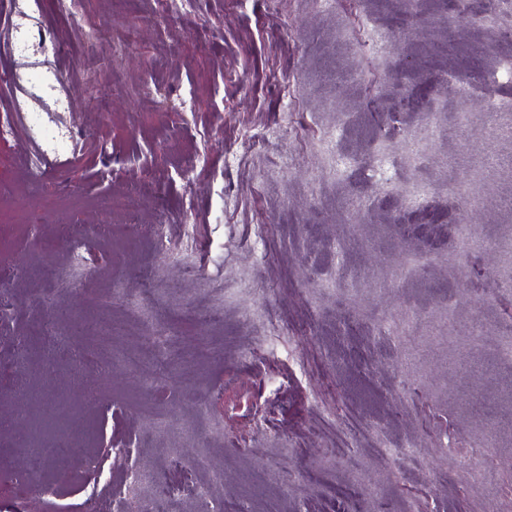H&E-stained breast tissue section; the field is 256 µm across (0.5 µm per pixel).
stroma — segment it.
Here are the masks:
<instances>
[{"instance_id": "1", "label": "stroma", "mask_w": 512, "mask_h": 512, "mask_svg": "<svg viewBox=\"0 0 512 512\" xmlns=\"http://www.w3.org/2000/svg\"><path fill=\"white\" fill-rule=\"evenodd\" d=\"M484 12L41 0L71 136L50 168L23 120L0 140V512H201L186 481L224 512H512V84L494 127L463 86L512 44Z\"/></svg>"}]
</instances>
